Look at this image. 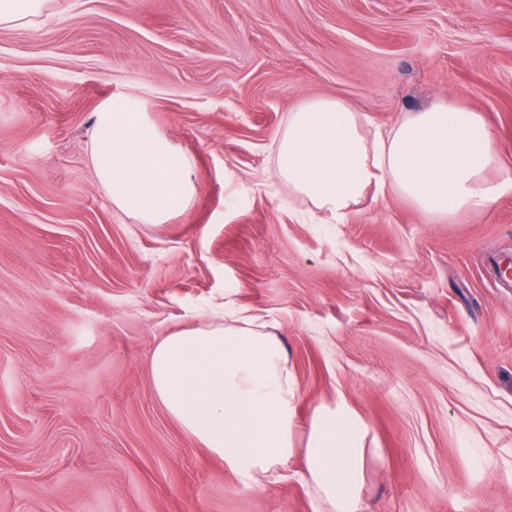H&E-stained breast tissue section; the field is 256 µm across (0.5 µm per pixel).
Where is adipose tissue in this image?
Returning <instances> with one entry per match:
<instances>
[{
  "label": "adipose tissue",
  "mask_w": 512,
  "mask_h": 512,
  "mask_svg": "<svg viewBox=\"0 0 512 512\" xmlns=\"http://www.w3.org/2000/svg\"><path fill=\"white\" fill-rule=\"evenodd\" d=\"M362 118L341 99H308L285 118L275 174L324 216L343 222L367 191L393 189L423 216L446 218L494 203L487 180L501 154L483 116L436 102L404 113L365 139ZM90 161L116 210L164 224L195 194L186 155L148 119L142 103L118 96L95 114ZM153 391L183 431L244 488L254 489L293 452L295 391L280 337L237 314L165 336L150 358ZM363 428L346 408L317 412L305 448L306 479L328 512H357Z\"/></svg>",
  "instance_id": "adipose-tissue-1"
}]
</instances>
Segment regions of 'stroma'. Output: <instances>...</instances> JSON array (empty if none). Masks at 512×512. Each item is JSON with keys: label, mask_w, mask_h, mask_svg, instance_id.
I'll return each mask as SVG.
<instances>
[{"label": "stroma", "mask_w": 512, "mask_h": 512, "mask_svg": "<svg viewBox=\"0 0 512 512\" xmlns=\"http://www.w3.org/2000/svg\"><path fill=\"white\" fill-rule=\"evenodd\" d=\"M142 101L193 165L189 209L117 212L98 107ZM340 98L362 132L446 100L512 178V0H51L0 26V512H316L315 410L365 425L359 512H512V187L426 219L368 193L341 224L274 174L287 113ZM230 304L281 336L293 454L244 490L157 399L168 333Z\"/></svg>", "instance_id": "35a3bbf8"}]
</instances>
